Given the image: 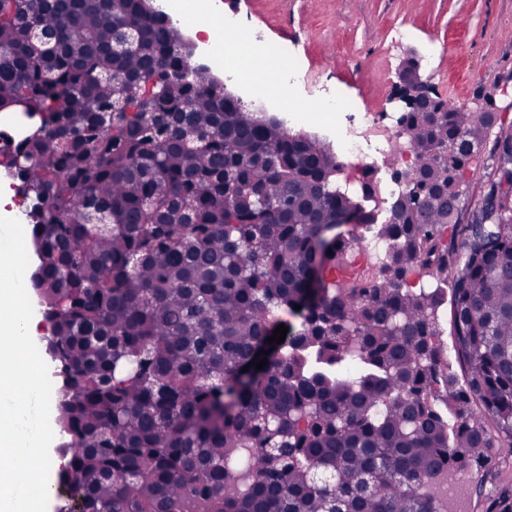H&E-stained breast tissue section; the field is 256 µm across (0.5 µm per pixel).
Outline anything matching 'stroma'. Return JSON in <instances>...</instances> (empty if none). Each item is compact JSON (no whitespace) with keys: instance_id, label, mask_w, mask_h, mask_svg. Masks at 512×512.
Instances as JSON below:
<instances>
[{"instance_id":"35a3bbf8","label":"stroma","mask_w":512,"mask_h":512,"mask_svg":"<svg viewBox=\"0 0 512 512\" xmlns=\"http://www.w3.org/2000/svg\"><path fill=\"white\" fill-rule=\"evenodd\" d=\"M273 45L295 54L309 82L340 91L359 112L395 111L396 73L414 51L437 46L428 80L461 105L512 104V0H231ZM410 29L400 56L381 48L392 26ZM498 460L465 471L474 512L499 489Z\"/></svg>"}]
</instances>
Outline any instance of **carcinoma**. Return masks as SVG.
<instances>
[{
    "label": "carcinoma",
    "mask_w": 512,
    "mask_h": 512,
    "mask_svg": "<svg viewBox=\"0 0 512 512\" xmlns=\"http://www.w3.org/2000/svg\"><path fill=\"white\" fill-rule=\"evenodd\" d=\"M19 103L0 168L37 201L69 512H438L444 465L512 456V119L416 98L386 222L145 0H0ZM345 224L374 275L329 279L365 239Z\"/></svg>",
    "instance_id": "cac0c4a2"
}]
</instances>
